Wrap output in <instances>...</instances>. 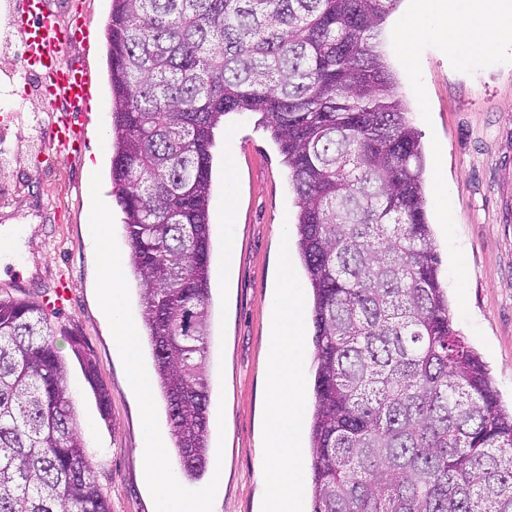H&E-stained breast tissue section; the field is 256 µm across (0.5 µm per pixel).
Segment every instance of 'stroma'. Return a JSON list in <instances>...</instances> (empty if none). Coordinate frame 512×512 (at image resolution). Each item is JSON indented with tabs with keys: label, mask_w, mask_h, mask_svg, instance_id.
Returning a JSON list of instances; mask_svg holds the SVG:
<instances>
[{
	"label": "stroma",
	"mask_w": 512,
	"mask_h": 512,
	"mask_svg": "<svg viewBox=\"0 0 512 512\" xmlns=\"http://www.w3.org/2000/svg\"><path fill=\"white\" fill-rule=\"evenodd\" d=\"M61 25L82 16L89 43L73 44L68 60L94 75L92 99L71 112L86 129L80 153L61 152L50 139L54 112L36 146L17 140L33 115L0 98V229L28 225L32 268H0V297L44 302L56 288L69 299L48 307L49 340L65 363L74 422L85 443L92 475L111 512H152L142 475L141 405L127 383L129 366L119 353L102 309V266L89 240L92 195L100 193L112 226V244L130 245L124 214L112 193V97L106 79L105 25L110 0H54ZM381 50L398 80L409 117L422 135L426 157L428 221L441 259L448 310L455 328L484 362L503 406L512 405V223H504L498 197L512 185V67L486 59L464 70L448 64L433 43L417 47L419 67L408 70L382 33ZM236 152V213L225 223V152ZM209 202L211 224L208 441L203 476L179 479L180 489L204 494L214 470L224 476L216 512H258L262 467L259 425L265 403L268 297L281 251L277 225L297 213L277 144L258 114L232 113L214 131ZM448 183V212L436 205L435 180ZM233 236L238 262L233 278L222 271L225 236ZM80 337L97 362L109 393L100 411L80 359L69 345Z\"/></svg>",
	"instance_id": "35a3bbf8"
}]
</instances>
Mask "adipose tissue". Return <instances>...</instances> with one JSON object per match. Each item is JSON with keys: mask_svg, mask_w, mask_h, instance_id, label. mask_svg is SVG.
Returning <instances> with one entry per match:
<instances>
[{"mask_svg": "<svg viewBox=\"0 0 512 512\" xmlns=\"http://www.w3.org/2000/svg\"><path fill=\"white\" fill-rule=\"evenodd\" d=\"M413 11L399 17L393 32L399 54L408 68H416V36L446 44L450 65L462 67L471 59L497 55L512 62V7L503 0H415ZM92 239L103 256L105 277L101 297L118 349L130 363L128 382L142 402L143 475L155 492V512H213L223 490L214 477L209 495L191 496L178 487L165 465L166 442L158 433L151 407V382L139 368V336L124 304L122 283L127 260L113 250L110 226L102 208L93 211ZM268 399L259 478L264 485V512H302L300 461L305 343L303 290L289 263H282L276 288L269 298Z\"/></svg>", "mask_w": 512, "mask_h": 512, "instance_id": "ef3b65f1", "label": "adipose tissue"}]
</instances>
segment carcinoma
<instances>
[{
    "mask_svg": "<svg viewBox=\"0 0 512 512\" xmlns=\"http://www.w3.org/2000/svg\"><path fill=\"white\" fill-rule=\"evenodd\" d=\"M399 0H112V196L172 445L205 472L213 130L288 166L317 363L311 512H512V411L454 328L424 151L377 50ZM50 323L0 297V512H110Z\"/></svg>",
    "mask_w": 512,
    "mask_h": 512,
    "instance_id": "1",
    "label": "carcinoma"
}]
</instances>
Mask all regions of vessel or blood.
I'll return each mask as SVG.
<instances>
[{
    "mask_svg": "<svg viewBox=\"0 0 512 512\" xmlns=\"http://www.w3.org/2000/svg\"><path fill=\"white\" fill-rule=\"evenodd\" d=\"M25 5L28 16L16 29L25 48V68L39 71L45 85L42 108L53 112L65 104L84 105L92 94L91 74L64 57L65 48L79 39V31L59 24L51 0H26ZM52 140L61 150L75 151L81 145V133L63 118L53 129Z\"/></svg>",
    "mask_w": 512,
    "mask_h": 512,
    "instance_id": "vessel-or-blood-1",
    "label": "vessel or blood"
}]
</instances>
